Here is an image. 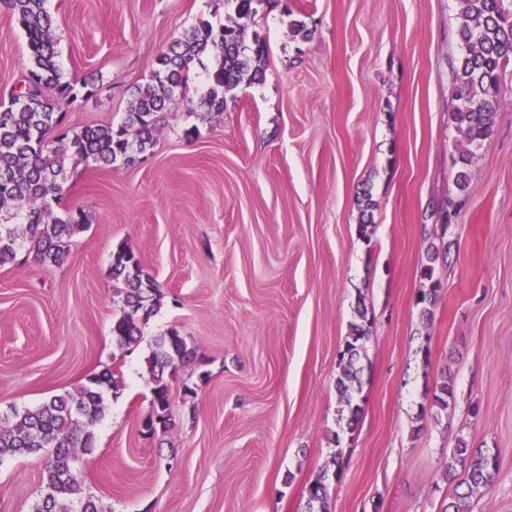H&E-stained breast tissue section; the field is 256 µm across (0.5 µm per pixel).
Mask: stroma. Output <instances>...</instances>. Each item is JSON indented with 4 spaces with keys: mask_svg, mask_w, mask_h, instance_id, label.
Segmentation results:
<instances>
[{
    "mask_svg": "<svg viewBox=\"0 0 512 512\" xmlns=\"http://www.w3.org/2000/svg\"><path fill=\"white\" fill-rule=\"evenodd\" d=\"M48 7L64 80L93 83L67 108L70 131L119 124L166 46L224 16V0ZM456 13V0H265L249 24L269 45L261 82L210 116L194 68L137 165L66 163V204L86 211L89 229L60 266L23 251L0 267V410L121 367L95 451L78 462L84 494L105 512H303L305 485L338 447L331 512H438L450 491L439 473L461 437L500 452L474 512H512V60L431 322L417 303L434 212L457 197ZM28 65L25 35L0 7V97ZM366 190L375 206L363 238ZM121 245L165 295L129 350L112 338ZM360 302L372 332L361 413L343 433L339 352ZM172 329L196 354L172 383V427L150 434L145 358ZM447 373L454 408L421 416ZM41 472L38 457L1 460L0 512H32Z\"/></svg>",
    "mask_w": 512,
    "mask_h": 512,
    "instance_id": "1",
    "label": "stroma"
}]
</instances>
